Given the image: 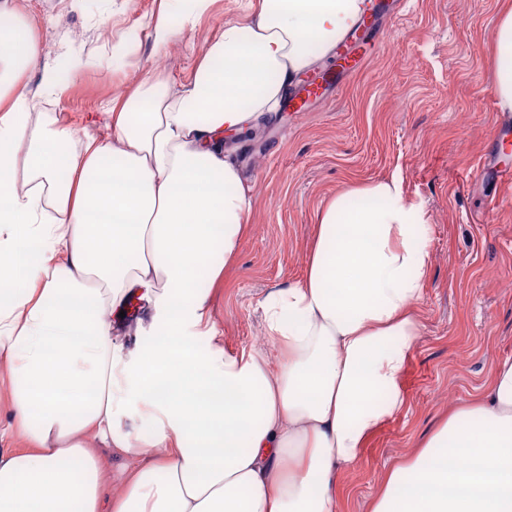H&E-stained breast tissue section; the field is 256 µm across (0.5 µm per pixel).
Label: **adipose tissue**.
I'll return each mask as SVG.
<instances>
[{
	"label": "adipose tissue",
	"instance_id": "adipose-tissue-1",
	"mask_svg": "<svg viewBox=\"0 0 512 512\" xmlns=\"http://www.w3.org/2000/svg\"><path fill=\"white\" fill-rule=\"evenodd\" d=\"M370 8L255 0L178 90L147 80L105 112L109 143L74 141L41 111L61 78L40 64L39 29L0 0V439L26 441L0 449V512H341L340 476L405 404L431 267L423 209L395 179L338 193L303 280L262 305L268 349L205 355L193 330L212 325L213 257L235 260L252 208L225 136L279 121ZM493 45L496 106L512 112V8ZM136 301L154 340L126 357L109 317ZM134 395L142 422L126 426ZM107 448L130 461L112 492ZM371 512H512V358L388 470Z\"/></svg>",
	"mask_w": 512,
	"mask_h": 512
}]
</instances>
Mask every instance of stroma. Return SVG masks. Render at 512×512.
<instances>
[{
	"label": "stroma",
	"instance_id": "1",
	"mask_svg": "<svg viewBox=\"0 0 512 512\" xmlns=\"http://www.w3.org/2000/svg\"><path fill=\"white\" fill-rule=\"evenodd\" d=\"M18 2L41 32L42 62L65 81L51 111L74 138L90 129L108 141L112 131L97 118L113 99L145 79L173 89L186 83L218 25L247 21L250 0H213L161 52L149 25L172 15L171 0ZM373 6V24L350 36L364 51L353 72L329 56L310 71L333 76L320 98L298 110L283 105L278 123L234 139L252 209L238 261L212 295L215 333L196 339L204 353L263 347L261 303L303 279L320 209L350 186L401 181L405 200L424 209L430 226L421 332L403 376L406 405L343 475V512H370L386 470L512 357V189L497 208L488 206L500 122L492 35L503 0ZM129 37L135 53L114 56L113 43Z\"/></svg>",
	"mask_w": 512,
	"mask_h": 512
}]
</instances>
